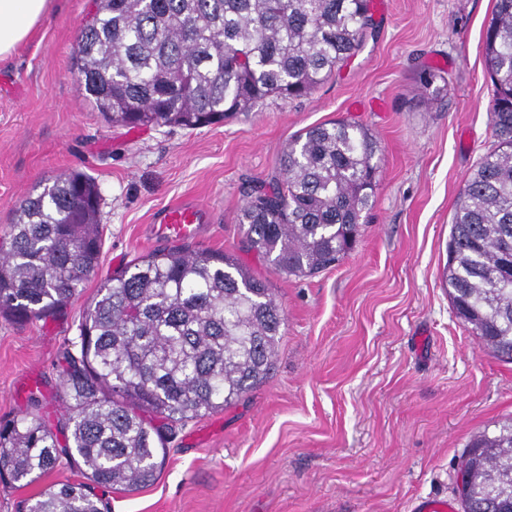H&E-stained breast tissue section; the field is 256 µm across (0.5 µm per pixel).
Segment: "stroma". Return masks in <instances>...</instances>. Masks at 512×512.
<instances>
[{"label": "stroma", "instance_id": "1", "mask_svg": "<svg viewBox=\"0 0 512 512\" xmlns=\"http://www.w3.org/2000/svg\"><path fill=\"white\" fill-rule=\"evenodd\" d=\"M93 0H53L0 77V241L13 210L60 171L91 176L103 235L97 274L60 312L0 316V420L62 418V353L101 282L164 249L158 211L208 205L194 251L238 249V214L301 130L366 125L378 183L354 249L313 277L245 262L285 313L267 379L223 410L175 426L157 480L106 492L111 512H411L416 499H456L473 435L512 418V362L485 353L455 317L442 272L459 193L497 146L483 54L495 0H373L359 52L313 93L270 98L197 129L113 126L75 81L73 47ZM446 79L424 98L423 71ZM61 465L30 485L0 480V512H27L44 488L77 480Z\"/></svg>", "mask_w": 512, "mask_h": 512}]
</instances>
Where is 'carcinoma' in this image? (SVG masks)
<instances>
[{
	"label": "carcinoma",
	"instance_id": "carcinoma-1",
	"mask_svg": "<svg viewBox=\"0 0 512 512\" xmlns=\"http://www.w3.org/2000/svg\"><path fill=\"white\" fill-rule=\"evenodd\" d=\"M94 3L74 47L77 87L129 128L194 129L268 98L305 97L373 25V0ZM484 56L498 150L465 180L443 278L457 318L512 360V0H496ZM375 152L355 121L297 135L240 211V250L287 277L339 263L376 187ZM99 198L90 177L62 172L19 202L0 248V315L40 318L77 295L100 265ZM284 324L268 281L235 251L174 247L129 262L100 285L69 341L60 432L39 418L0 421V479L28 485L66 463L87 482L45 489L29 512H105L95 488L152 484L171 425L230 406L267 378ZM470 447L484 459L476 470L462 460V512H512V423Z\"/></svg>",
	"mask_w": 512,
	"mask_h": 512
}]
</instances>
